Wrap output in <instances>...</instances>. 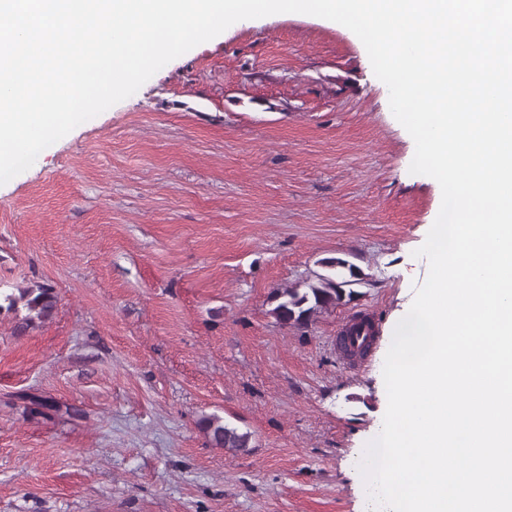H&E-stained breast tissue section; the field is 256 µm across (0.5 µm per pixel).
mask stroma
<instances>
[{"mask_svg":"<svg viewBox=\"0 0 512 512\" xmlns=\"http://www.w3.org/2000/svg\"><path fill=\"white\" fill-rule=\"evenodd\" d=\"M350 30L306 14L229 27L0 185V512H365L386 348L429 271L439 187ZM340 257L362 281L308 327L272 294ZM368 315L356 372L337 327ZM61 413L30 414L25 395ZM216 414L252 435L212 446ZM36 288L0 289V311H18L19 304L27 310V315L18 325L19 331H25L35 319H48L57 306V297L50 288L36 285ZM15 290L18 292L16 294Z\"/></svg>","mask_w":512,"mask_h":512,"instance_id":"35a3bbf8","label":"stroma"}]
</instances>
